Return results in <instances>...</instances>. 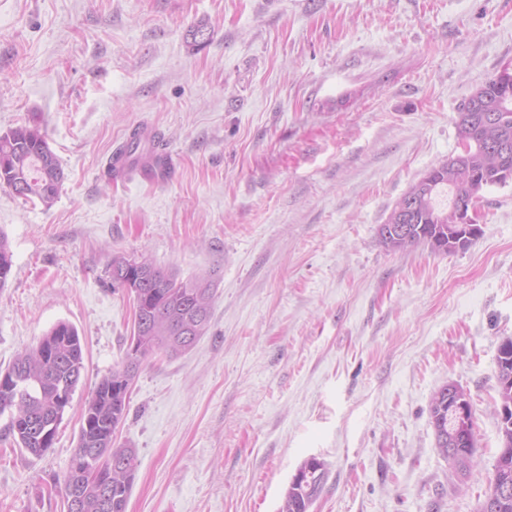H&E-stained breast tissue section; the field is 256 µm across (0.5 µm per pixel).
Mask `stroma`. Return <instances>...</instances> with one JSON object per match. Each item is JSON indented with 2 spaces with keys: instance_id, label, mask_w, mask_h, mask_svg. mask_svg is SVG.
<instances>
[{
  "instance_id": "obj_1",
  "label": "stroma",
  "mask_w": 512,
  "mask_h": 512,
  "mask_svg": "<svg viewBox=\"0 0 512 512\" xmlns=\"http://www.w3.org/2000/svg\"><path fill=\"white\" fill-rule=\"evenodd\" d=\"M509 63L512 0H0V135L37 124L65 172L48 206L0 187V370L61 321L85 364L42 456L0 417V512H66L83 404L133 332L119 256L215 286L208 331L132 382L127 512H278L311 457L310 512H477L502 446L512 184L484 192L464 251L390 252L378 228ZM135 127L167 178L110 173ZM447 383L477 438L459 476L430 419Z\"/></svg>"
}]
</instances>
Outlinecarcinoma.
<instances>
[{"instance_id": "obj_1", "label": "carcinoma", "mask_w": 512, "mask_h": 512, "mask_svg": "<svg viewBox=\"0 0 512 512\" xmlns=\"http://www.w3.org/2000/svg\"><path fill=\"white\" fill-rule=\"evenodd\" d=\"M458 138L470 149L455 153L456 160L432 167L401 197L409 201L402 214L403 234L387 238L378 229L380 244L388 251H405L427 245L443 254L471 246L481 235L464 223L470 208L478 206L482 192L493 186L512 183V84L496 75L477 88L460 108ZM158 134L135 128L129 134L126 153L131 166H138L153 153ZM25 184L20 196L52 204L65 179L64 170L39 127L20 125L0 136V187L11 188L16 180ZM12 269V253L0 232V288L5 287ZM112 269L124 271L134 286L139 317L144 329L134 332L141 355L126 349L120 366L96 385L82 409V425L70 467L63 480L65 501L78 503L77 512H126L128 496L137 471L136 450L117 442L116 430L129 406V390L121 384V371H138L151 354L178 355L204 335L211 320L214 288L211 282L182 281L172 271L155 266L148 258L119 257ZM198 332L184 336L183 328ZM84 368L83 348L78 330L61 321L40 337L36 346L18 356L0 371V415L10 414L8 433L18 447L33 456L48 450L42 431L57 427L69 407ZM499 432L502 442L512 445V342L497 356ZM444 385L433 395L430 415H439L437 401L448 400ZM441 416V415H439ZM456 421L444 414L438 424L437 448L457 472L467 470L477 452L476 438L448 455V433ZM93 448L98 458L119 467L101 472L100 481L90 484L82 476L79 452ZM301 481H291L279 512H308L323 490L327 473L323 462L306 460L300 467ZM506 486L507 495L491 508L480 505L479 512H512V455L496 459L488 486Z\"/></svg>"}]
</instances>
